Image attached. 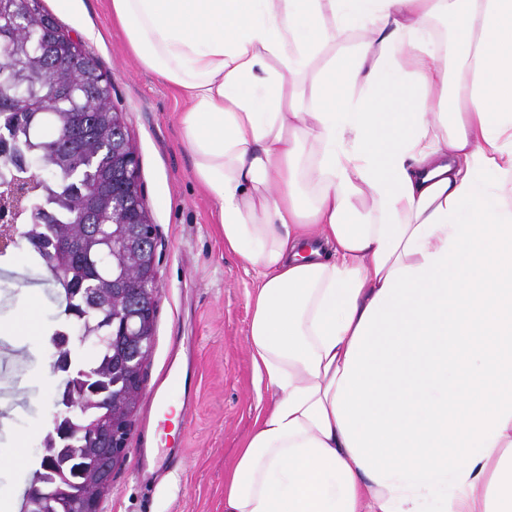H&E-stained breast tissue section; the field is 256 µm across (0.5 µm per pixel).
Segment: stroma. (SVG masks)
<instances>
[{
    "label": "stroma",
    "instance_id": "stroma-1",
    "mask_svg": "<svg viewBox=\"0 0 512 512\" xmlns=\"http://www.w3.org/2000/svg\"><path fill=\"white\" fill-rule=\"evenodd\" d=\"M44 4L110 79L112 100L137 148L161 287L143 398H150L172 346L191 345L199 368L198 402L187 423L167 427L154 451L162 460L170 449H182V468L151 489L136 474V456H129L102 512H224V472L248 437L259 398L247 345L255 278L224 250L214 204L193 174L178 120L181 100L126 51L110 0H71L65 12L55 0ZM46 275L27 241L0 255V278L7 283L0 289V349L10 352L0 373L12 378L18 405L0 419V501L6 503L18 499L40 467L60 382L51 368V338L66 319L65 301L27 284ZM33 396L40 411H21Z\"/></svg>",
    "mask_w": 512,
    "mask_h": 512
}]
</instances>
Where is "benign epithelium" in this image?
Wrapping results in <instances>:
<instances>
[{
    "mask_svg": "<svg viewBox=\"0 0 512 512\" xmlns=\"http://www.w3.org/2000/svg\"><path fill=\"white\" fill-rule=\"evenodd\" d=\"M0 167L9 171V175L0 177V212L11 214V220L0 225V252H4L16 243L19 234L16 219L23 213H36L33 200L38 188L35 187L34 177L43 167L37 164L32 151L15 142L2 126ZM112 170L116 172V178L112 180L110 190L91 180L74 184L79 195L101 202L99 223L110 224L115 228L112 242L104 245L103 251L118 256L127 245L122 230L129 224H136L138 241L143 249L156 253L155 225L142 221L140 207L132 204V197L126 187L131 177L139 175L137 154L112 157ZM37 245L46 249L55 259H60L73 249L72 234L60 228L46 240L37 241ZM145 291L154 300H160L158 280L151 281L146 276L131 280L126 276L125 266L120 263L112 269L111 303L114 306V321L123 327L127 335L132 331V325L126 318L129 300ZM71 297L73 306L66 312V322L52 338L55 348L52 370L61 377V381L54 400L53 426L42 442V462L45 466L34 480L27 498L29 512H52V503L62 496L70 500L71 512H94L97 491L109 489L113 469L107 466H88L83 488L75 490L70 453L80 451L88 454L93 450L97 456L121 465L131 451L132 428L127 417L121 414L112 416L110 421L98 427H86L79 424V420L92 406L110 405L117 397L126 400L128 393L139 395L143 390L142 360L120 365L125 381L124 386L118 389L108 384L107 375L87 368L82 360L75 358L72 340L76 339L82 345L89 342L98 348L105 344L106 338L98 335L91 326H83L87 310L96 307L98 297L88 294L81 287L73 289Z\"/></svg>",
    "mask_w": 512,
    "mask_h": 512,
    "instance_id": "1",
    "label": "benign epithelium"
}]
</instances>
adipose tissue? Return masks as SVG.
<instances>
[{
    "mask_svg": "<svg viewBox=\"0 0 512 512\" xmlns=\"http://www.w3.org/2000/svg\"><path fill=\"white\" fill-rule=\"evenodd\" d=\"M320 1L112 0L257 279L224 512H512V0Z\"/></svg>",
    "mask_w": 512,
    "mask_h": 512,
    "instance_id": "adipose-tissue-1",
    "label": "adipose tissue"
}]
</instances>
